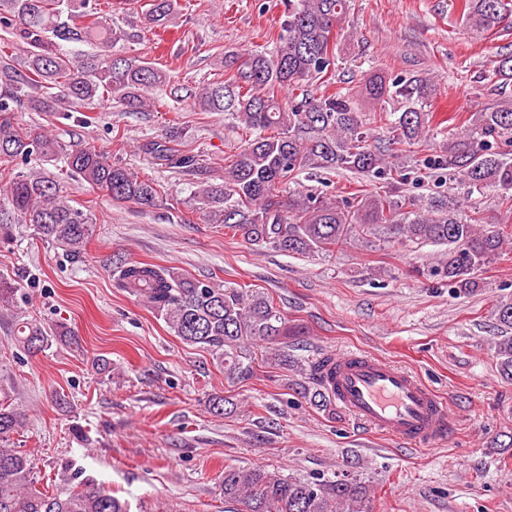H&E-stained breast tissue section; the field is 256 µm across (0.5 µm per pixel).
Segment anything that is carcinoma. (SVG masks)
<instances>
[{
  "instance_id": "carcinoma-1",
  "label": "carcinoma",
  "mask_w": 512,
  "mask_h": 512,
  "mask_svg": "<svg viewBox=\"0 0 512 512\" xmlns=\"http://www.w3.org/2000/svg\"><path fill=\"white\" fill-rule=\"evenodd\" d=\"M176 0H149L147 18L164 27ZM350 0H288L284 35L272 53L224 54L228 77L205 82L195 94L201 112H229L251 138L224 168V184H203L195 193L198 210L210 224L239 232L250 245L279 252L311 255L372 238H395L404 245H446L438 267L448 284L470 294L481 287L478 272L512 239L503 228L480 229L459 215L460 203L441 200L409 209L395 199L404 177L384 193L327 199L312 192L284 195V186L307 170L346 171L386 176L392 171L388 149L369 143L370 132L350 96L342 90L320 98L309 95L305 82L323 78L335 64V49L347 34L340 27ZM463 15L474 31H490L512 23V0H465ZM0 26L11 31L26 53V71L18 72L11 57L0 55V159L27 162L36 157L49 164L64 160L69 171L112 200L151 207L159 199L156 184L141 180L112 164L103 151L89 145L65 149L52 135L16 128L9 114L21 106L33 112H56L72 103L90 105L105 97L125 110L150 106L149 94L169 84L167 75L138 57L110 55L121 33L98 0H0ZM99 45V52L70 55L60 43ZM493 76L512 82V54L495 61ZM300 96L283 102L277 91ZM435 90L433 80L418 77L387 82L381 76L366 84L368 95L396 97L400 112L374 115L390 125L388 145L411 147L421 140L431 119L424 111ZM512 144V106L480 113L468 135L423 160L426 168L448 172L469 192L493 187L512 198V158L498 145ZM146 150L175 168L198 169L196 157L182 153L171 141L151 143ZM96 218L84 206L69 203L49 176L17 172L5 183L0 200V243L14 238L17 226L28 224L39 239L66 247L70 256L83 254ZM116 287L144 301L183 341L206 347L224 363L231 379L251 374L244 364L248 345L268 347L270 363L288 364L282 347L287 321L274 301L260 293L218 288L177 271L149 263H120ZM76 334L64 324L45 327L18 321L16 341L38 353L49 340ZM499 367L512 378V335L497 342ZM22 426V415L0 404V512H130L128 503L91 479L65 494L35 487L30 457L7 447ZM224 502L231 512H371L370 490L345 474L336 479L281 478L262 466L224 467Z\"/></svg>"
}]
</instances>
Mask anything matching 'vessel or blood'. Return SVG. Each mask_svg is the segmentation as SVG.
<instances>
[{
	"label": "vessel or blood",
	"mask_w": 512,
	"mask_h": 512,
	"mask_svg": "<svg viewBox=\"0 0 512 512\" xmlns=\"http://www.w3.org/2000/svg\"><path fill=\"white\" fill-rule=\"evenodd\" d=\"M324 383L332 397L375 432L406 443L433 444L446 433L451 406L411 372L377 356H335Z\"/></svg>",
	"instance_id": "vessel-or-blood-1"
}]
</instances>
